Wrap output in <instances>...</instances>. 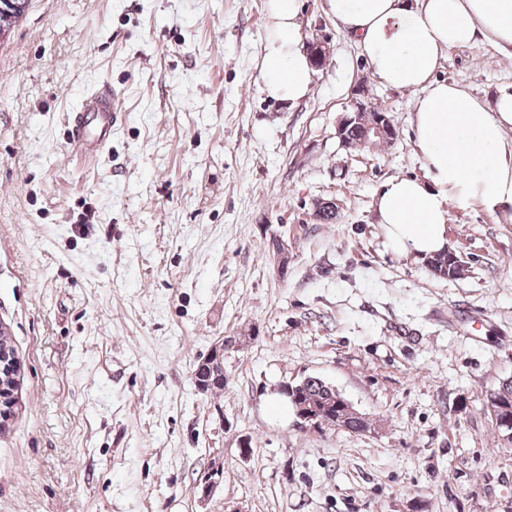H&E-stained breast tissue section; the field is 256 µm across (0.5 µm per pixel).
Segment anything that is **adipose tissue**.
Masks as SVG:
<instances>
[{
	"label": "adipose tissue",
	"instance_id": "ef3b65f1",
	"mask_svg": "<svg viewBox=\"0 0 512 512\" xmlns=\"http://www.w3.org/2000/svg\"><path fill=\"white\" fill-rule=\"evenodd\" d=\"M383 85L417 92L418 176L389 180L374 209L386 246L420 258L448 246L449 207L480 203L512 222V91L484 104L438 77L450 49L480 40L512 58V0H326ZM269 31L259 62L269 98L295 103L314 71L302 41L300 0H266Z\"/></svg>",
	"mask_w": 512,
	"mask_h": 512
}]
</instances>
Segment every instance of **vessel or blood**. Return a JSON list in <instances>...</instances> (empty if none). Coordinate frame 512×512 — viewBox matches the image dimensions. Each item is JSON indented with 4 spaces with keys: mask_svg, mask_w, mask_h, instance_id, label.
<instances>
[{
    "mask_svg": "<svg viewBox=\"0 0 512 512\" xmlns=\"http://www.w3.org/2000/svg\"><path fill=\"white\" fill-rule=\"evenodd\" d=\"M123 118L117 92L107 84L97 85L67 116L69 143L84 156L102 155Z\"/></svg>",
    "mask_w": 512,
    "mask_h": 512,
    "instance_id": "vessel-or-blood-1",
    "label": "vessel or blood"
}]
</instances>
